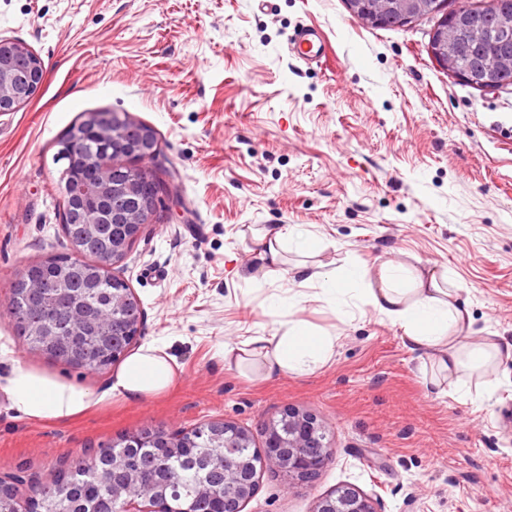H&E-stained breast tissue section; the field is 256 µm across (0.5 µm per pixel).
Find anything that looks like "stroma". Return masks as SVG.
<instances>
[{"instance_id": "1", "label": "stroma", "mask_w": 512, "mask_h": 512, "mask_svg": "<svg viewBox=\"0 0 512 512\" xmlns=\"http://www.w3.org/2000/svg\"><path fill=\"white\" fill-rule=\"evenodd\" d=\"M437 24L375 28L346 0H0V35L45 67L31 100L0 114V377L20 364L104 396L59 423L23 418L0 391V477L51 481L61 458L145 427L227 420L259 447L262 422L293 407L325 422L334 457L308 482L260 470L243 512H312L344 485L378 512H512V360L487 374L492 390L436 395L427 357L361 299L267 314L300 255L266 276L244 235L311 230L308 262L329 271L447 270L475 335L512 343V87L449 75L428 52ZM303 27L324 39L320 63L288 51ZM104 110L155 131L148 165L178 200L116 269L141 303L138 343L165 341L176 361L174 385L138 402L107 396L111 371L31 350L6 314L15 272L70 249L56 142ZM291 318L337 336L324 367L265 379L225 365V343Z\"/></svg>"}]
</instances>
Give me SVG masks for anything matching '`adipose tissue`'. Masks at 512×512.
Returning a JSON list of instances; mask_svg holds the SVG:
<instances>
[{
    "mask_svg": "<svg viewBox=\"0 0 512 512\" xmlns=\"http://www.w3.org/2000/svg\"><path fill=\"white\" fill-rule=\"evenodd\" d=\"M256 258L267 273H276L285 244L297 252L315 253L318 238L309 231L267 227L251 233ZM292 283L318 287L322 296L341 305L347 299L365 297L372 309L403 328L407 345L423 351L453 385L459 396L470 393L467 376L484 374L499 360H512V344L496 337L472 340V316L457 299L447 273L425 265L387 260L375 270L360 267L343 275L319 271L300 263L292 269ZM336 338L316 333L300 320H291L268 336H252L238 345H225L224 362L243 366L257 363L261 374L271 378L285 373L307 375L329 361ZM173 358L164 343L151 342L132 352L113 374L108 395L140 401L166 391L174 382ZM11 404L31 420L63 421L101 402L102 397L84 387L46 373L16 367L0 384Z\"/></svg>",
    "mask_w": 512,
    "mask_h": 512,
    "instance_id": "1",
    "label": "adipose tissue"
}]
</instances>
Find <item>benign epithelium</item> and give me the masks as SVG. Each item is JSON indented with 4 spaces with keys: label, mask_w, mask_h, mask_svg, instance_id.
Returning a JSON list of instances; mask_svg holds the SVG:
<instances>
[{
    "label": "benign epithelium",
    "mask_w": 512,
    "mask_h": 512,
    "mask_svg": "<svg viewBox=\"0 0 512 512\" xmlns=\"http://www.w3.org/2000/svg\"><path fill=\"white\" fill-rule=\"evenodd\" d=\"M437 0H348L354 14L382 25L398 16L409 20L429 9ZM477 43L483 37L482 18L467 7L442 20V27L431 37L429 52L433 59L448 65L463 38ZM482 90H491L500 83V73L470 71L458 76ZM44 80V64L41 57L26 44L0 36V112H13L26 104ZM76 127L79 135L104 133L112 139L113 150L128 155L125 163L123 185L112 187V223L124 224L128 236L112 244V252L100 256L103 270L122 263L142 228L151 223L155 214L156 197L170 193L169 186L143 166L150 157L145 146L148 137L145 130L124 113L108 115L90 112ZM115 170L112 153H101L91 174L81 180L67 183V195L71 202L86 203L97 184L107 185L111 171ZM138 195L143 198L141 207L129 211L122 206L123 197ZM85 225L92 234L102 220L95 209L83 207L81 211L66 212L62 230L71 245L69 257L75 261L84 259L86 240L69 235L68 221ZM120 309L124 317L112 320L100 319L103 330H112L113 338L131 335V328L140 324L142 308L132 288L122 291ZM264 444L262 466L284 475L299 479L314 478L333 458L332 447L324 422L317 416L295 408L283 410L280 417L263 424ZM137 440L154 448L156 461L171 473L188 462L194 465L207 499L217 506V512H241L243 504L253 495L257 483V471L250 469L237 449L249 447L250 431L230 421L214 420L203 423L190 431L180 428L153 427L124 434L112 441V447L101 449L111 454L112 498L95 499L90 512H197L196 503L184 498L173 479L156 480L141 493L131 496L127 490L140 481L141 460L126 452ZM224 471V480L214 483V468ZM0 512H40L37 501L31 500L26 508L19 505L13 486L0 485ZM313 512H378L372 497L352 487L341 486L320 497Z\"/></svg>",
    "instance_id": "benign-epithelium-1"
}]
</instances>
